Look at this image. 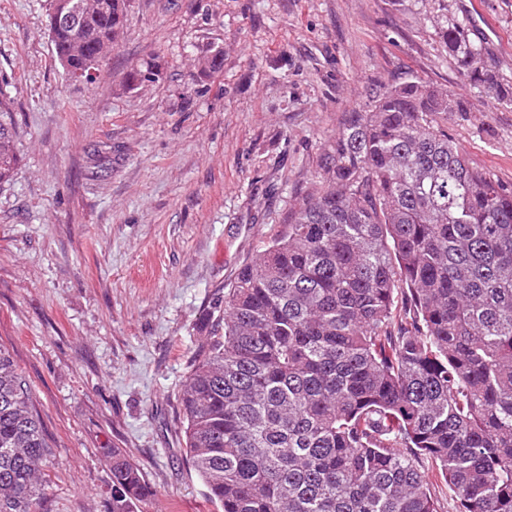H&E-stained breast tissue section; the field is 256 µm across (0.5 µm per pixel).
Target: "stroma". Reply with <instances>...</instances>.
<instances>
[{
    "mask_svg": "<svg viewBox=\"0 0 512 512\" xmlns=\"http://www.w3.org/2000/svg\"><path fill=\"white\" fill-rule=\"evenodd\" d=\"M50 5L0 0L19 127L0 183V349L51 447L40 512H108L112 446L155 490L137 512H222L189 460L180 392L225 295L322 188L328 142L374 85L464 98L449 136L512 186V106L464 83L441 37L463 21L511 88L512 0H127L91 83L56 59Z\"/></svg>",
    "mask_w": 512,
    "mask_h": 512,
    "instance_id": "35a3bbf8",
    "label": "stroma"
}]
</instances>
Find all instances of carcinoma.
<instances>
[{
  "label": "carcinoma",
  "mask_w": 512,
  "mask_h": 512,
  "mask_svg": "<svg viewBox=\"0 0 512 512\" xmlns=\"http://www.w3.org/2000/svg\"><path fill=\"white\" fill-rule=\"evenodd\" d=\"M75 3L78 30L49 26L68 72L117 43L126 0ZM463 31L441 28L464 82L512 102ZM466 111L416 79L373 89L326 149V186L239 272L181 392L187 452L223 512H439L434 481L459 512H512V187L439 124ZM15 134L0 89V182ZM100 453L110 512H135L154 489ZM48 455L0 349V512H39Z\"/></svg>",
  "instance_id": "cac0c4a2"
}]
</instances>
